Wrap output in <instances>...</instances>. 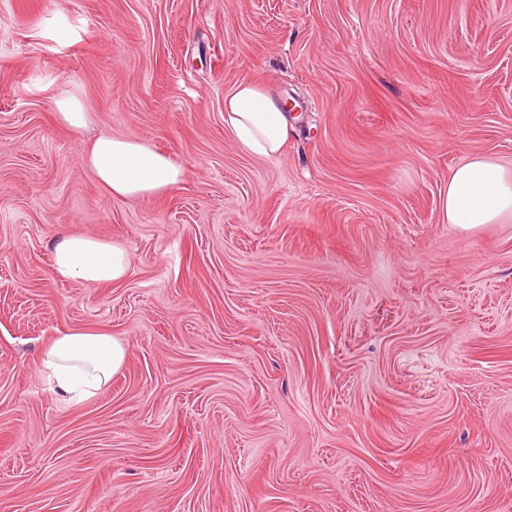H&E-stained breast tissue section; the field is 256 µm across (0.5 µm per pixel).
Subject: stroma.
I'll return each instance as SVG.
<instances>
[{
    "label": "stroma",
    "instance_id": "35a3bbf8",
    "mask_svg": "<svg viewBox=\"0 0 512 512\" xmlns=\"http://www.w3.org/2000/svg\"><path fill=\"white\" fill-rule=\"evenodd\" d=\"M240 82L295 101L275 158ZM102 132L183 181L112 197ZM475 156L512 163V0H0V512H512V222L444 212ZM63 232L125 278L51 277ZM73 329L128 344L77 405ZM224 130L242 152L273 158L288 142V112L264 87L239 83L224 95ZM58 119L75 133L80 134L88 125L90 113L75 90L65 91L54 98ZM127 343L92 330H70L45 349L42 366L52 390L65 403L85 402L104 388L125 363Z\"/></svg>",
    "mask_w": 512,
    "mask_h": 512
}]
</instances>
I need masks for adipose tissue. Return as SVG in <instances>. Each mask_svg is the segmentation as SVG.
<instances>
[{
    "label": "adipose tissue",
    "mask_w": 512,
    "mask_h": 512,
    "mask_svg": "<svg viewBox=\"0 0 512 512\" xmlns=\"http://www.w3.org/2000/svg\"><path fill=\"white\" fill-rule=\"evenodd\" d=\"M224 129L244 153L278 156L288 142V115L264 87L240 83L224 96ZM97 183L118 198H144L177 185L183 171L150 142L134 135L99 134L84 155ZM445 210L449 224L471 233L512 219V167L476 156L448 177ZM128 251L90 235L59 236L50 274L87 286L123 280ZM127 344L112 335L78 329L55 337L42 366L56 395L69 404L87 401L104 388L126 360Z\"/></svg>",
    "instance_id": "1"
}]
</instances>
